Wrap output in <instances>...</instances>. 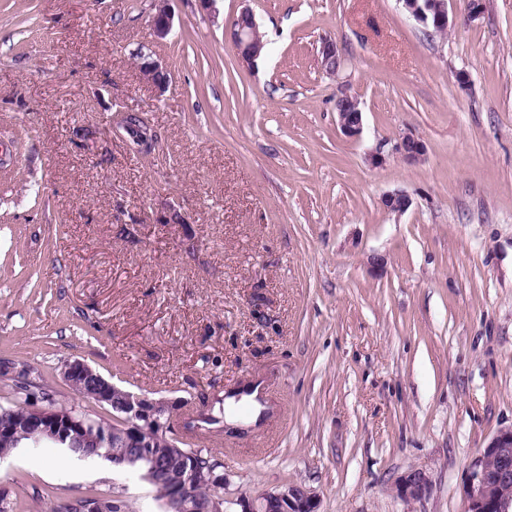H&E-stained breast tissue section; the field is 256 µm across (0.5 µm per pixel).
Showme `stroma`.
Wrapping results in <instances>:
<instances>
[{"label": "stroma", "instance_id": "stroma-1", "mask_svg": "<svg viewBox=\"0 0 512 512\" xmlns=\"http://www.w3.org/2000/svg\"><path fill=\"white\" fill-rule=\"evenodd\" d=\"M170 7L159 40L153 0H0V406L25 367L56 404L107 415L62 377L80 360L180 404L170 436L223 461L227 512L287 483L318 512H463L470 463L512 425V0L474 22L450 0L444 36L398 0H219L217 24ZM246 8L251 66L224 39ZM120 109L155 152L114 134ZM408 131L424 160L368 165ZM394 190L413 200L400 215L380 203ZM252 382L258 424L225 426L224 393ZM61 455L0 458L17 512L93 493L163 512L140 474L48 468ZM412 470L419 500L395 491ZM171 0H155V12L151 17L150 26L154 36L162 40L168 36L173 27L174 14L170 9ZM322 67L330 76H336L345 65V59L332 40H326L322 46ZM139 68L143 76L155 87L159 92H164L169 85V73L167 67L157 59L150 57L144 58L139 62ZM338 103V125L342 133L351 139H357L363 132V112L357 95L345 90L336 99Z\"/></svg>", "mask_w": 512, "mask_h": 512}]
</instances>
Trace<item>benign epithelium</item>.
I'll return each mask as SVG.
<instances>
[{
	"label": "benign epithelium",
	"mask_w": 512,
	"mask_h": 512,
	"mask_svg": "<svg viewBox=\"0 0 512 512\" xmlns=\"http://www.w3.org/2000/svg\"><path fill=\"white\" fill-rule=\"evenodd\" d=\"M171 0H155V12L150 26L154 36L162 40L173 27ZM402 8L425 29L446 31L449 27L448 0H398ZM247 21L237 27L225 25V39L235 49L241 62L251 65L260 56L263 41L250 10L241 11ZM322 67L330 76H336L345 65V59L335 42L327 40L322 46ZM143 76L158 91L169 85L167 67L157 59L147 57L139 63ZM338 125L342 133L357 139L363 132V112L357 95L345 90L337 97ZM425 142L412 132L400 136L387 152L379 149L366 155L372 167H381L392 156L408 162H419L425 156ZM383 208L395 214L406 212L412 204L408 194L396 190L381 198ZM63 379L81 396L112 405V429L95 437L85 433L84 419L75 411H59L41 395L30 394L21 416L6 414L0 421V438H14L24 428L35 445L45 440L65 448L82 459L94 458L101 449L112 445V465L136 469L142 462L148 466L142 477L151 484H167L163 502L165 512H222L218 499L201 500L189 493L191 484H211L218 478L219 463L202 465L196 456L170 442L167 457L158 461L153 438L167 437L172 428L175 405L165 399H154L145 394L123 390L105 380L89 365L74 360L64 364ZM397 492L406 499H418L427 489V480L421 472H410L396 484ZM464 512H512V426L501 429L483 453L475 458L463 487ZM241 512H317L315 495L299 485H286L267 492L256 499H240ZM108 497L88 496L81 499L79 512H112Z\"/></svg>",
	"instance_id": "7a95c632"
}]
</instances>
